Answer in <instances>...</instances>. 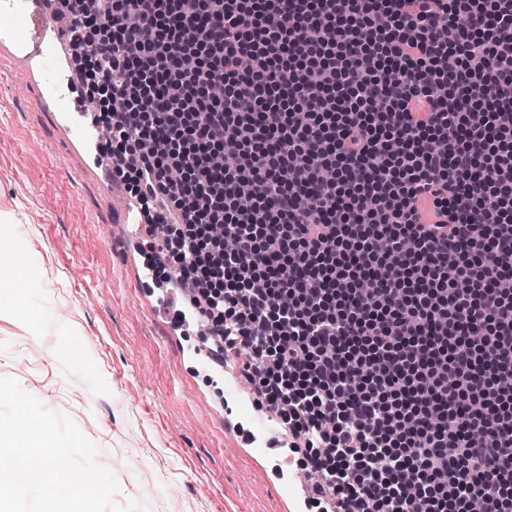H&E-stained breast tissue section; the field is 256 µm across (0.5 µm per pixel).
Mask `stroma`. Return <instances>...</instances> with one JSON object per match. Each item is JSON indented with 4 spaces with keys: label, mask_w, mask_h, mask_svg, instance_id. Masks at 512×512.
I'll use <instances>...</instances> for the list:
<instances>
[{
    "label": "stroma",
    "mask_w": 512,
    "mask_h": 512,
    "mask_svg": "<svg viewBox=\"0 0 512 512\" xmlns=\"http://www.w3.org/2000/svg\"><path fill=\"white\" fill-rule=\"evenodd\" d=\"M34 75L0 45V207L16 212L4 247L31 276L9 281L37 322L0 318V378L69 418L115 476L116 506L137 512H295L285 451L254 456L224 425L225 395L204 374L177 309L150 293L116 217L94 146L35 104ZM35 355L33 365L20 360Z\"/></svg>",
    "instance_id": "35a3bbf8"
}]
</instances>
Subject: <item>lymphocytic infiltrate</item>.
Masks as SVG:
<instances>
[{
	"mask_svg": "<svg viewBox=\"0 0 512 512\" xmlns=\"http://www.w3.org/2000/svg\"><path fill=\"white\" fill-rule=\"evenodd\" d=\"M65 3L310 506L512 512V0Z\"/></svg>",
	"mask_w": 512,
	"mask_h": 512,
	"instance_id": "lymphocytic-infiltrate-1",
	"label": "lymphocytic infiltrate"
}]
</instances>
